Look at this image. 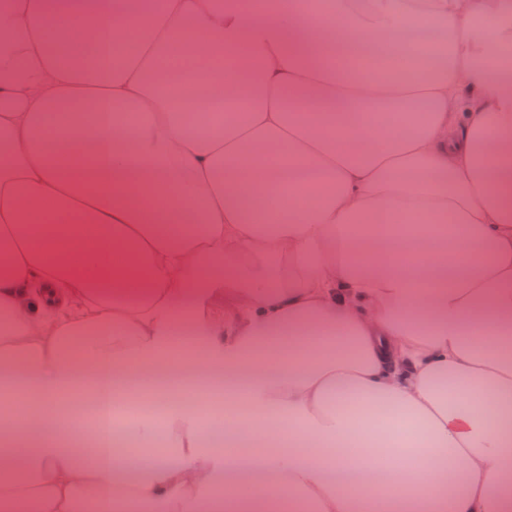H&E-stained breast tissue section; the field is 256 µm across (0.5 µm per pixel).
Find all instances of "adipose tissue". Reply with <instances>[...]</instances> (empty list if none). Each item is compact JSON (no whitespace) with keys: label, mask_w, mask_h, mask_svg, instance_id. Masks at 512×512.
Returning a JSON list of instances; mask_svg holds the SVG:
<instances>
[{"label":"adipose tissue","mask_w":512,"mask_h":512,"mask_svg":"<svg viewBox=\"0 0 512 512\" xmlns=\"http://www.w3.org/2000/svg\"><path fill=\"white\" fill-rule=\"evenodd\" d=\"M510 44L512 0H0V512H512ZM141 411H152L161 418L165 414L164 403L159 398H147L140 395H133L120 404L115 415H131Z\"/></svg>","instance_id":"ef3b65f1"}]
</instances>
